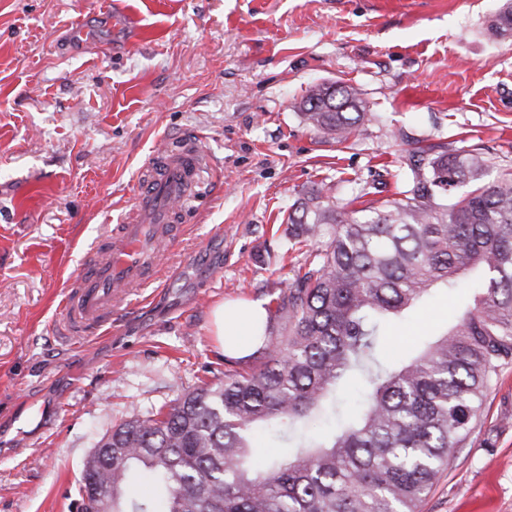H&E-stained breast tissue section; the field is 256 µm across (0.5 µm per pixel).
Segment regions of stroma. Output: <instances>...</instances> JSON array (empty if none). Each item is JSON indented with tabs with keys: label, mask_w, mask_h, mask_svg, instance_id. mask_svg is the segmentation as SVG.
Returning <instances> with one entry per match:
<instances>
[{
	"label": "stroma",
	"mask_w": 512,
	"mask_h": 512,
	"mask_svg": "<svg viewBox=\"0 0 512 512\" xmlns=\"http://www.w3.org/2000/svg\"><path fill=\"white\" fill-rule=\"evenodd\" d=\"M499 0H0V512H73L97 439L224 370L218 304H268L298 271L280 218L312 185L395 186L398 133L512 166V38ZM90 26L94 40L75 32ZM359 88L378 122L349 143L306 126L313 84ZM439 89L418 98L409 87ZM198 133L224 188L183 213L195 250L117 332L53 326L85 251L130 209L137 173ZM457 291L389 327L402 347L459 314ZM421 512H512V366ZM488 27L498 37H512V0H501L495 14L488 19Z\"/></svg>",
	"instance_id": "35a3bbf8"
}]
</instances>
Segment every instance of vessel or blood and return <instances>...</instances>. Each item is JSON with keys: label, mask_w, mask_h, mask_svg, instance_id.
<instances>
[{"label": "vessel or blood", "mask_w": 512, "mask_h": 512, "mask_svg": "<svg viewBox=\"0 0 512 512\" xmlns=\"http://www.w3.org/2000/svg\"><path fill=\"white\" fill-rule=\"evenodd\" d=\"M215 181L201 135L176 136L158 149L139 174L127 217L108 225L68 281L56 334L74 346L110 331L143 288L159 281V251L174 241L170 227L179 203L199 198Z\"/></svg>", "instance_id": "1"}]
</instances>
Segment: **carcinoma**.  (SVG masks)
I'll return each instance as SVG.
<instances>
[{
	"mask_svg": "<svg viewBox=\"0 0 512 512\" xmlns=\"http://www.w3.org/2000/svg\"><path fill=\"white\" fill-rule=\"evenodd\" d=\"M488 27L512 37V0ZM305 124L345 144L377 119L344 82L314 85ZM400 156L397 191L322 182L288 213L304 273L256 334L259 365L112 428L95 461L112 512H418L474 433L486 392L512 364V169L480 149L437 151L420 138ZM375 198H369V195ZM440 288H470L459 320L398 361L381 336ZM363 401L336 411V390ZM142 467L163 495L130 497Z\"/></svg>",
	"mask_w": 512,
	"mask_h": 512,
	"instance_id": "1",
	"label": "carcinoma"
}]
</instances>
